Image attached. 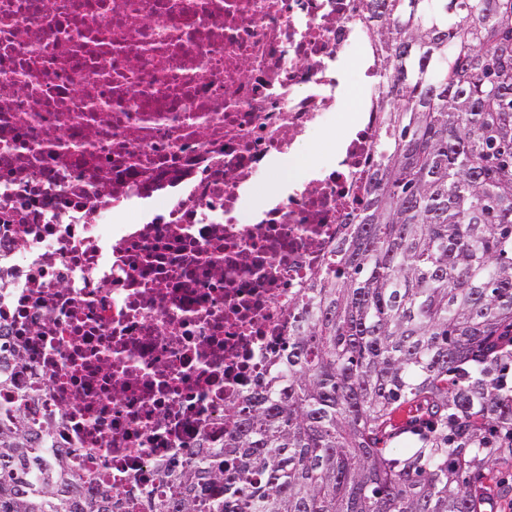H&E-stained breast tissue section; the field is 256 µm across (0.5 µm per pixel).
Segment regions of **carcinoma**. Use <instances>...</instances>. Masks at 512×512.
Listing matches in <instances>:
<instances>
[{"instance_id":"cac0c4a2","label":"carcinoma","mask_w":512,"mask_h":512,"mask_svg":"<svg viewBox=\"0 0 512 512\" xmlns=\"http://www.w3.org/2000/svg\"><path fill=\"white\" fill-rule=\"evenodd\" d=\"M368 11L382 122L364 204L256 391L224 411V444L123 512L488 506L483 479L512 455V0ZM23 361L0 342V390ZM33 398L0 409V512H115L112 485L51 451Z\"/></svg>"}]
</instances>
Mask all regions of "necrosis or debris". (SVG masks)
<instances>
[{"label": "necrosis or debris", "mask_w": 512, "mask_h": 512, "mask_svg": "<svg viewBox=\"0 0 512 512\" xmlns=\"http://www.w3.org/2000/svg\"><path fill=\"white\" fill-rule=\"evenodd\" d=\"M369 28L366 0H0V335L26 355L0 405L34 389L73 471L120 500L223 444L358 210Z\"/></svg>", "instance_id": "1"}]
</instances>
